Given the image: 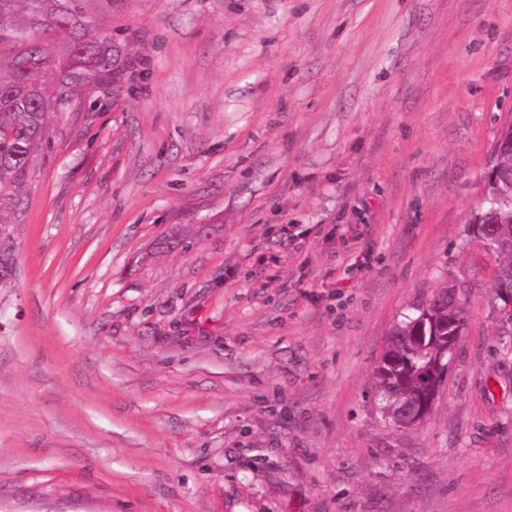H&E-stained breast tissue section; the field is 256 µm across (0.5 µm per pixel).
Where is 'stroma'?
Instances as JSON below:
<instances>
[{"label":"stroma","instance_id":"stroma-1","mask_svg":"<svg viewBox=\"0 0 512 512\" xmlns=\"http://www.w3.org/2000/svg\"><path fill=\"white\" fill-rule=\"evenodd\" d=\"M0 288V512H512V310L471 235L512 0H80ZM431 415L368 399L443 286ZM454 285L444 286L427 305L430 311V319L436 323L442 333H446L448 323H464L462 309L456 299L448 300V292L453 293ZM462 326H458L452 336H417L428 339L435 345L431 352L432 363L426 369L419 371L421 390L417 398L409 405L398 411L383 408L385 415L397 425L410 427L424 422L430 415L438 397L443 377L447 373L449 358L453 353L461 334Z\"/></svg>","mask_w":512,"mask_h":512}]
</instances>
